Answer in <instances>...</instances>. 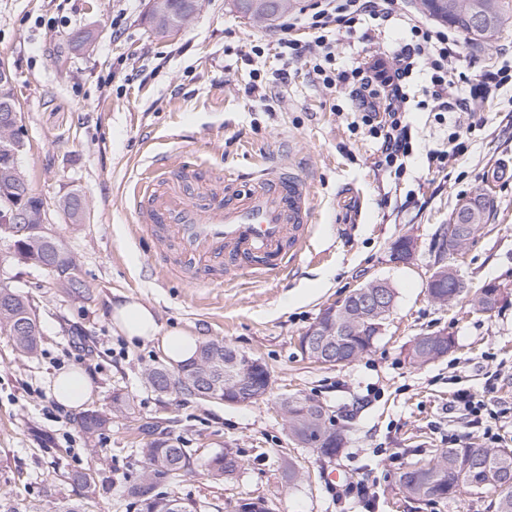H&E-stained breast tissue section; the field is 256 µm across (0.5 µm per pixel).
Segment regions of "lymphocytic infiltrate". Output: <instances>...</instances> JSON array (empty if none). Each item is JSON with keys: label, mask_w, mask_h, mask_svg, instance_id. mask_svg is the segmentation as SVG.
Segmentation results:
<instances>
[{"label": "lymphocytic infiltrate", "mask_w": 512, "mask_h": 512, "mask_svg": "<svg viewBox=\"0 0 512 512\" xmlns=\"http://www.w3.org/2000/svg\"><path fill=\"white\" fill-rule=\"evenodd\" d=\"M395 0H314L303 24L316 34L314 43L321 57L313 72L325 87L336 84V74L325 67L333 56L334 38L364 20L390 21ZM410 41L396 53L392 65L361 63L353 68L351 95L357 102L360 121L370 136L380 142L381 166L401 173L413 152L407 119L412 100L410 78L415 69L428 67L426 92L438 112H447L451 98L466 82L461 38L448 28L405 18Z\"/></svg>", "instance_id": "lymphocytic-infiltrate-1"}]
</instances>
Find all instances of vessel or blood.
Segmentation results:
<instances>
[{"instance_id":"vessel-or-blood-1","label":"vessel or blood","mask_w":512,"mask_h":512,"mask_svg":"<svg viewBox=\"0 0 512 512\" xmlns=\"http://www.w3.org/2000/svg\"><path fill=\"white\" fill-rule=\"evenodd\" d=\"M313 186L297 170L258 165L242 176L200 162L172 174L145 170L133 193V210L177 272L194 283L220 282L224 273L271 279L282 275L311 238Z\"/></svg>"}]
</instances>
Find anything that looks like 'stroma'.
Instances as JSON below:
<instances>
[{
	"label": "stroma",
	"mask_w": 512,
	"mask_h": 512,
	"mask_svg": "<svg viewBox=\"0 0 512 512\" xmlns=\"http://www.w3.org/2000/svg\"><path fill=\"white\" fill-rule=\"evenodd\" d=\"M230 2L201 0L172 37L148 28V0H0V60L14 74L25 114L21 165L87 286L74 298L39 267H0V283L33 301L40 326L29 358L0 335V497L44 507L74 499L69 476L81 471L103 487L91 512H138L127 487L141 467L137 428L151 422L188 448L193 464L168 491L199 512H233L245 497L267 500L273 512H370L353 491L364 481L376 491L371 512H489L485 496L411 500L400 477L447 447L449 435L487 445L483 425L449 410L459 389L486 394L502 409L499 444L512 449V86L443 121L412 109L414 152L396 176L380 167L378 143L361 124L348 83L323 88L306 55L284 66L272 52L253 54L280 30L244 18ZM408 41L393 21L378 31L358 26L340 34L335 68L351 70ZM283 66L284 83L275 78ZM255 72L266 97L249 90ZM455 136L462 155L429 168L428 152L450 149ZM194 149L220 170L246 175L254 160H285L311 179V241L286 275L227 276L206 288L157 275L164 256L134 219L132 184L156 159L176 168ZM478 193L490 197L492 216L453 260L467 289L436 303L427 280L442 230L459 203ZM73 194L87 199L76 220L63 206ZM405 237L416 244L414 259L393 264L390 248ZM375 279L387 280L396 298L372 351L339 366L304 357L298 337L327 306ZM490 282L505 298L482 312L475 293ZM125 296L150 306L161 331L181 328L262 360L271 397L228 405L155 392L146 372L167 364L158 342L129 341L109 318L111 302ZM431 333L453 336L455 352L410 363L413 338ZM70 367L92 381L87 408L111 413L116 390L134 401L129 414L113 415L99 442H89L76 411L48 392L51 378ZM284 393L326 406L346 436L338 456L289 441L277 406ZM227 448L239 451L243 467L234 479L214 480L207 462ZM289 461L300 474L292 483Z\"/></svg>",
	"instance_id": "obj_1"
}]
</instances>
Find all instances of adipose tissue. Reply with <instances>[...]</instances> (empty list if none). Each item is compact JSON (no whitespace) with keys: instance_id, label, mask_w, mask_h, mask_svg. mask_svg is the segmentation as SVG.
<instances>
[{"instance_id":"obj_1","label":"adipose tissue","mask_w":512,"mask_h":512,"mask_svg":"<svg viewBox=\"0 0 512 512\" xmlns=\"http://www.w3.org/2000/svg\"><path fill=\"white\" fill-rule=\"evenodd\" d=\"M110 319L117 331L128 340H160L164 354L175 365L185 364L196 355L198 342L195 336L181 329L160 333L152 309L136 298L128 297L112 303ZM51 391L58 404L75 409L87 401L92 384L83 370L72 367L60 371L53 378Z\"/></svg>"}]
</instances>
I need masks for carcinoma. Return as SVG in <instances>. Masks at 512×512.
I'll return each instance as SVG.
<instances>
[{
    "label": "carcinoma",
    "instance_id": "carcinoma-1",
    "mask_svg": "<svg viewBox=\"0 0 512 512\" xmlns=\"http://www.w3.org/2000/svg\"><path fill=\"white\" fill-rule=\"evenodd\" d=\"M481 7H490L491 28L485 35H476L459 17L448 13V0H422L427 5V15L442 22L469 39L487 43L495 39L503 27L512 23V0H473ZM168 13L173 18L193 12L192 0H165ZM297 0H269L270 13L267 25L271 26L283 14L291 11ZM18 261L32 260L49 266H63L71 259L55 252L53 247L41 244L34 246L27 242L17 247ZM28 301L14 290L0 284V335L10 338L16 351L30 357L38 349L40 336L37 319L26 318ZM376 344L370 336H350L340 345L346 356L362 357ZM229 345L222 342L206 343L199 347L196 359L203 360L217 356L224 358V350ZM112 425V418L105 414L90 417L83 414L80 419L81 432L90 441L104 435ZM140 433L137 454L142 467L134 477L129 495L139 505V512H169L167 501L170 495L161 491L172 483L181 473L191 467V456L187 449L166 438L159 440L157 426L144 423L138 427ZM288 434L298 444H304L318 450L325 457L337 455L344 447L342 431L326 425V420L316 423L304 414V409H288ZM242 459L238 451L231 450V457L220 452L215 454L209 464V474L215 480H231L240 471ZM148 478L154 479V493L149 501H139L137 497L141 486ZM69 480L80 486L83 493L77 499H69L56 509V512H89V502L95 499L97 485L85 473L75 472ZM402 485L415 499L447 498L465 494H482L488 490L498 492L491 503L495 512H512V450L505 448H473L471 446L448 447L439 451L426 468L415 467L403 473Z\"/></svg>",
    "mask_w": 512,
    "mask_h": 512
}]
</instances>
